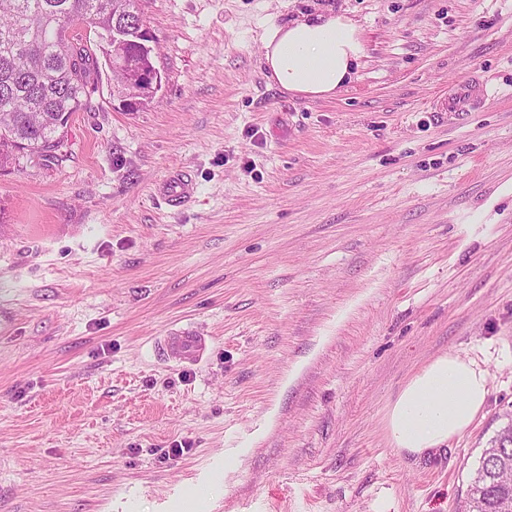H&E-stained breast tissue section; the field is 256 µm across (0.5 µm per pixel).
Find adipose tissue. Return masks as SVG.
<instances>
[{
    "label": "adipose tissue",
    "instance_id": "obj_1",
    "mask_svg": "<svg viewBox=\"0 0 512 512\" xmlns=\"http://www.w3.org/2000/svg\"><path fill=\"white\" fill-rule=\"evenodd\" d=\"M365 46L346 15L331 11L272 25L263 62L270 80L310 99L336 96L357 77ZM486 370L455 353L434 356L407 380L386 421L392 446L420 458L461 437L483 411Z\"/></svg>",
    "mask_w": 512,
    "mask_h": 512
}]
</instances>
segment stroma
Listing matches in <instances>:
<instances>
[{"mask_svg": "<svg viewBox=\"0 0 512 512\" xmlns=\"http://www.w3.org/2000/svg\"><path fill=\"white\" fill-rule=\"evenodd\" d=\"M141 8L156 96L123 111L102 71L62 166L0 171V512H464L512 418V0ZM329 8L361 29L357 81L272 85L267 28ZM475 73L494 101L449 122ZM175 167L196 195L168 208ZM183 328L204 359H159ZM445 352L489 371L487 404L400 454L388 409ZM195 183L188 172L172 169L158 183L155 197L160 204L169 207H180L194 197Z\"/></svg>", "mask_w": 512, "mask_h": 512, "instance_id": "1", "label": "stroma"}]
</instances>
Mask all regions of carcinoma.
<instances>
[{
  "instance_id": "carcinoma-1",
  "label": "carcinoma",
  "mask_w": 512,
  "mask_h": 512,
  "mask_svg": "<svg viewBox=\"0 0 512 512\" xmlns=\"http://www.w3.org/2000/svg\"><path fill=\"white\" fill-rule=\"evenodd\" d=\"M143 20L140 0H0V168L21 157L61 165L68 128L97 105L91 78L112 65V28ZM120 58L150 70L147 41L133 38ZM512 498V426L483 449L467 489V512H502Z\"/></svg>"
}]
</instances>
